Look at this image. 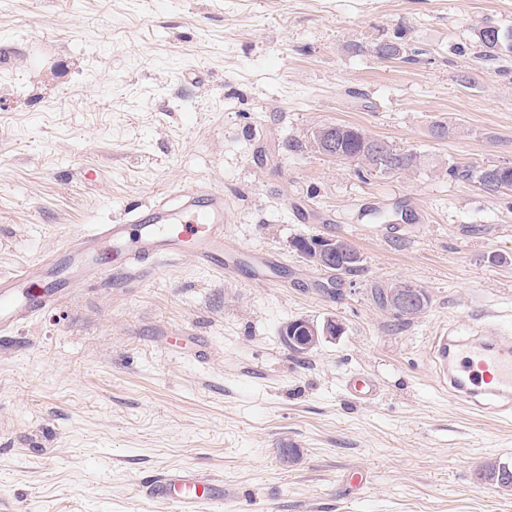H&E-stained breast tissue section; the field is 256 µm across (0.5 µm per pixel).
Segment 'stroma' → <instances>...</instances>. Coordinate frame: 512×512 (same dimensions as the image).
Masks as SVG:
<instances>
[{
  "label": "stroma",
  "instance_id": "35a3bbf8",
  "mask_svg": "<svg viewBox=\"0 0 512 512\" xmlns=\"http://www.w3.org/2000/svg\"><path fill=\"white\" fill-rule=\"evenodd\" d=\"M486 24L512 31V0H0V274L181 182L223 191L232 246L279 261L261 286L184 256L19 327L0 512H170L142 486L168 471L215 478L222 512H512L477 477L512 464V421L458 404L430 360L450 326L512 335V191L448 173L512 165V50L483 57ZM396 37L405 58L376 57ZM328 123L424 164L359 177L307 147ZM312 235L363 258L338 293L293 246ZM395 281L429 297L400 326L371 297ZM329 317L341 336L282 343ZM357 374L372 401L347 394ZM338 326L341 325L336 322V318H328L321 325L295 320L290 325L287 323L284 326L286 336H282V339L285 346L292 352L302 354L310 349L317 339H335L340 336L342 331H337Z\"/></svg>",
  "mask_w": 512,
  "mask_h": 512
}]
</instances>
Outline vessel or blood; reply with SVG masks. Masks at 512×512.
I'll return each mask as SVG.
<instances>
[{"label": "vessel or blood", "mask_w": 512, "mask_h": 512, "mask_svg": "<svg viewBox=\"0 0 512 512\" xmlns=\"http://www.w3.org/2000/svg\"><path fill=\"white\" fill-rule=\"evenodd\" d=\"M227 220L222 191L186 183L147 206L129 209L120 222L75 233L56 249L0 275V335L58 304L79 279L95 277L108 287L142 284L163 259L187 253L219 276L236 278L246 265L255 282H267L269 254L234 250ZM106 247L118 259L111 269L99 262ZM432 360L439 383L456 399L478 414L512 418V340L486 328L474 336L451 330L434 337ZM346 391L368 401L378 388L371 378L355 377ZM145 493L168 503L173 512H206L220 498L213 480L182 472L151 479Z\"/></svg>", "instance_id": "vessel-or-blood-1"}]
</instances>
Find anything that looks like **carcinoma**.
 I'll return each instance as SVG.
<instances>
[{
	"label": "carcinoma",
	"instance_id": "cac0c4a2",
	"mask_svg": "<svg viewBox=\"0 0 512 512\" xmlns=\"http://www.w3.org/2000/svg\"><path fill=\"white\" fill-rule=\"evenodd\" d=\"M335 135L339 149L327 151V156L338 161L355 163L360 174L414 172L423 164L421 155L374 137L354 125L337 124ZM449 174L472 180L489 194L512 189L511 165L463 168L454 166L449 170ZM480 476L481 479L503 490H512V467L505 463L492 459L486 461L480 470Z\"/></svg>",
	"mask_w": 512,
	"mask_h": 512
}]
</instances>
